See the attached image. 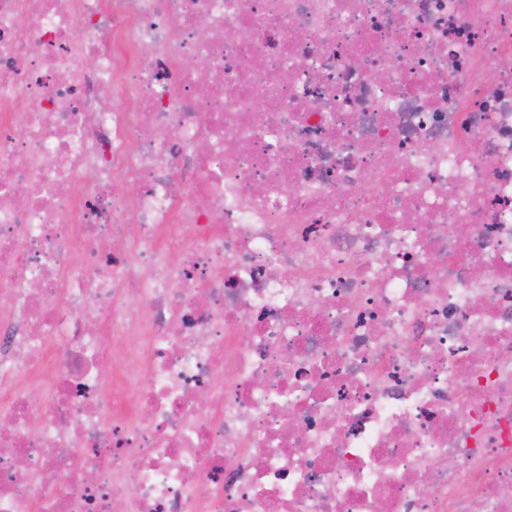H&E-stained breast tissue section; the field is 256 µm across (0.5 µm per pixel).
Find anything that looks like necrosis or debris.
<instances>
[{"label":"necrosis or debris","instance_id":"obj_1","mask_svg":"<svg viewBox=\"0 0 512 512\" xmlns=\"http://www.w3.org/2000/svg\"><path fill=\"white\" fill-rule=\"evenodd\" d=\"M0 419V512H512V0H0Z\"/></svg>","mask_w":512,"mask_h":512}]
</instances>
